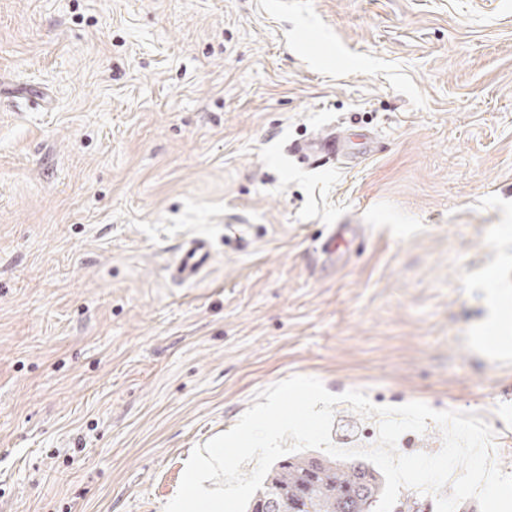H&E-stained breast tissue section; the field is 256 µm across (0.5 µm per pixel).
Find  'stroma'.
I'll return each instance as SVG.
<instances>
[{"instance_id": "35a3bbf8", "label": "stroma", "mask_w": 512, "mask_h": 512, "mask_svg": "<svg viewBox=\"0 0 512 512\" xmlns=\"http://www.w3.org/2000/svg\"><path fill=\"white\" fill-rule=\"evenodd\" d=\"M277 2L0 0V512H168L294 375L512 448V7ZM344 138L330 129L315 140L301 143L295 147V152L302 156L307 164L313 168H320L330 162L335 163L340 157H347L343 151ZM213 261L209 242L203 238L188 240L179 249L174 264L170 267L171 277L182 284L196 282Z\"/></svg>"}]
</instances>
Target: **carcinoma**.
<instances>
[{
  "mask_svg": "<svg viewBox=\"0 0 512 512\" xmlns=\"http://www.w3.org/2000/svg\"><path fill=\"white\" fill-rule=\"evenodd\" d=\"M383 488L368 463L298 454L273 465L247 512H375Z\"/></svg>",
  "mask_w": 512,
  "mask_h": 512,
  "instance_id": "carcinoma-1",
  "label": "carcinoma"
}]
</instances>
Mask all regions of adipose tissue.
<instances>
[{
    "label": "adipose tissue",
    "instance_id": "1",
    "mask_svg": "<svg viewBox=\"0 0 512 512\" xmlns=\"http://www.w3.org/2000/svg\"><path fill=\"white\" fill-rule=\"evenodd\" d=\"M234 462V456L225 454L223 446H216L206 467L188 470L184 490L172 503L170 512H222L224 498L214 485V476Z\"/></svg>",
    "mask_w": 512,
    "mask_h": 512
}]
</instances>
